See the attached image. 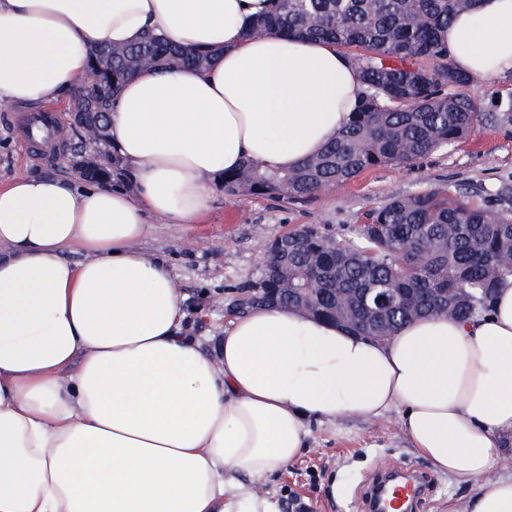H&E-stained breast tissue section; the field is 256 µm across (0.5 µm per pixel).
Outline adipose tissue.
<instances>
[{"mask_svg": "<svg viewBox=\"0 0 512 512\" xmlns=\"http://www.w3.org/2000/svg\"><path fill=\"white\" fill-rule=\"evenodd\" d=\"M273 0H0V104L71 96L93 48L151 31L205 69L121 85L108 133L133 190L24 176L0 188V512H277L254 484L310 423L397 411L466 512H512V277L463 322L354 334L285 306L233 320L217 354L183 325L151 220L193 224L224 172L291 170L350 121L362 85L335 45L253 22ZM442 39L475 78L512 72V0H474ZM76 247L79 263L63 251Z\"/></svg>", "mask_w": 512, "mask_h": 512, "instance_id": "obj_1", "label": "adipose tissue"}]
</instances>
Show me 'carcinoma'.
<instances>
[{"instance_id":"1","label":"carcinoma","mask_w":512,"mask_h":512,"mask_svg":"<svg viewBox=\"0 0 512 512\" xmlns=\"http://www.w3.org/2000/svg\"><path fill=\"white\" fill-rule=\"evenodd\" d=\"M472 0H277L254 31L319 39L351 58L363 90L353 117L323 150L290 171L246 161L224 174V190L301 197L363 170L411 166L453 146L481 120L464 91L470 77L448 60L439 32ZM208 55L147 33L91 57L99 116L138 67H201ZM112 152L79 171L89 182L119 179ZM512 276V210L471 203L468 195L433 187L397 196L367 213L356 237L329 240L308 230L288 235V251L261 266L258 280L280 289L279 302L308 299L311 315L338 317L358 335L392 336L417 317L470 320L487 313L502 280ZM388 299L383 314L371 310Z\"/></svg>"}]
</instances>
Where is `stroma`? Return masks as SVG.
I'll use <instances>...</instances> for the list:
<instances>
[{"instance_id": "1", "label": "stroma", "mask_w": 512, "mask_h": 512, "mask_svg": "<svg viewBox=\"0 0 512 512\" xmlns=\"http://www.w3.org/2000/svg\"><path fill=\"white\" fill-rule=\"evenodd\" d=\"M469 94L484 122L453 147L432 153L414 166L387 165L310 196H244L215 187L209 208L192 225L154 221L142 251L167 262L184 298L186 324L208 352H216L237 298V288L257 279L259 262L270 244L285 233L313 228L333 239L355 235L368 211L396 195L442 185L461 189L475 201H495L512 209V74L472 79ZM69 100L28 103L0 110V187L29 175L66 176L68 143H35L25 136L20 117L52 112L69 118ZM46 161L28 156L34 145ZM309 446L285 470L260 483L280 512H291L297 498L307 512H364V497L385 467L412 471L427 467L406 437L396 413L378 419L352 416L334 423L311 422ZM470 491L431 472L416 512H448L463 507Z\"/></svg>"}]
</instances>
